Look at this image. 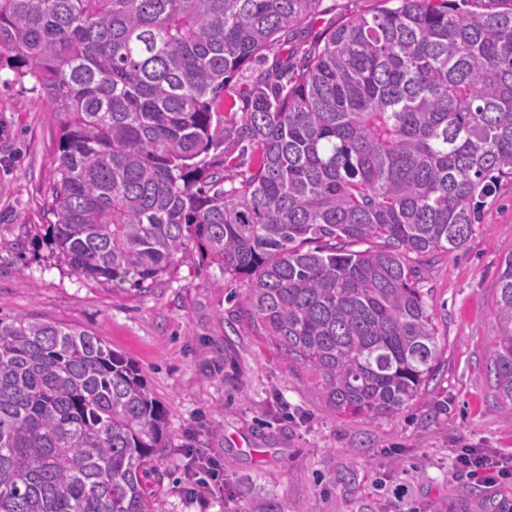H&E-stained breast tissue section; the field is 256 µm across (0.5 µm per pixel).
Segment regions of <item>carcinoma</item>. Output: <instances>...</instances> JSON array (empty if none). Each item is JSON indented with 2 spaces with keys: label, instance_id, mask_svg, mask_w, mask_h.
I'll use <instances>...</instances> for the list:
<instances>
[{
  "label": "carcinoma",
  "instance_id": "1",
  "mask_svg": "<svg viewBox=\"0 0 512 512\" xmlns=\"http://www.w3.org/2000/svg\"><path fill=\"white\" fill-rule=\"evenodd\" d=\"M321 2L0 0V57L56 116L49 235L75 274L142 288L196 252L247 280L250 325L319 373L336 413L375 421L438 369L404 256L463 248L512 179V7L394 0L257 75L241 120L215 111ZM495 319L512 401V253ZM165 440L126 356L0 317V512H157L146 480Z\"/></svg>",
  "mask_w": 512,
  "mask_h": 512
}]
</instances>
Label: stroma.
Returning <instances> with one entry per match:
<instances>
[{"mask_svg": "<svg viewBox=\"0 0 512 512\" xmlns=\"http://www.w3.org/2000/svg\"><path fill=\"white\" fill-rule=\"evenodd\" d=\"M380 0H323L230 83L240 99L253 76L321 40ZM57 128L30 83L0 70V317L25 315L98 336L135 361L166 417V446L147 489L159 512H512V481L485 485L458 472V448L512 453V401L489 374L503 259L512 253V180L479 209L463 249L441 252L418 282L435 317L439 369L423 397L369 422L336 415L312 368L258 335L238 303L246 280L186 260L146 292L73 273L48 225ZM218 459L224 489L207 510L181 488L189 452Z\"/></svg>", "mask_w": 512, "mask_h": 512, "instance_id": "stroma-1", "label": "stroma"}]
</instances>
